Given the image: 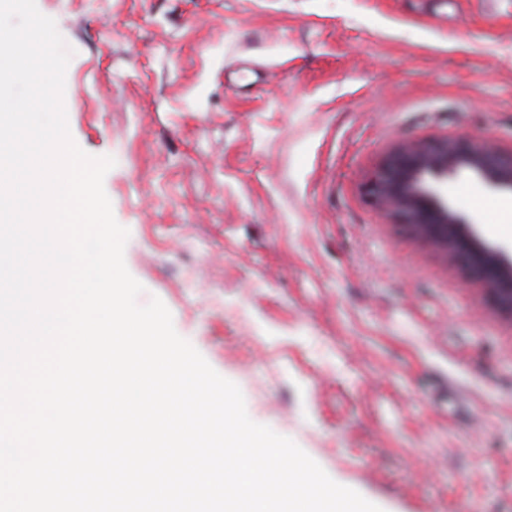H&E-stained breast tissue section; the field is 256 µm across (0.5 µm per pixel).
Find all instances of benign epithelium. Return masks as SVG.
Instances as JSON below:
<instances>
[{"label": "benign epithelium", "mask_w": 512, "mask_h": 512, "mask_svg": "<svg viewBox=\"0 0 512 512\" xmlns=\"http://www.w3.org/2000/svg\"><path fill=\"white\" fill-rule=\"evenodd\" d=\"M464 172L512 191V153L466 137L405 139L383 158L368 194L415 238L459 267L502 309L512 312V253L481 239L476 224L440 196L436 184Z\"/></svg>", "instance_id": "7a95c632"}]
</instances>
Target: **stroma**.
I'll use <instances>...</instances> for the list:
<instances>
[{"label": "stroma", "instance_id": "1", "mask_svg": "<svg viewBox=\"0 0 512 512\" xmlns=\"http://www.w3.org/2000/svg\"><path fill=\"white\" fill-rule=\"evenodd\" d=\"M36 3L139 303L382 512H512V318L366 195L401 139L512 150V0ZM439 191L503 244L482 180Z\"/></svg>", "mask_w": 512, "mask_h": 512}]
</instances>
